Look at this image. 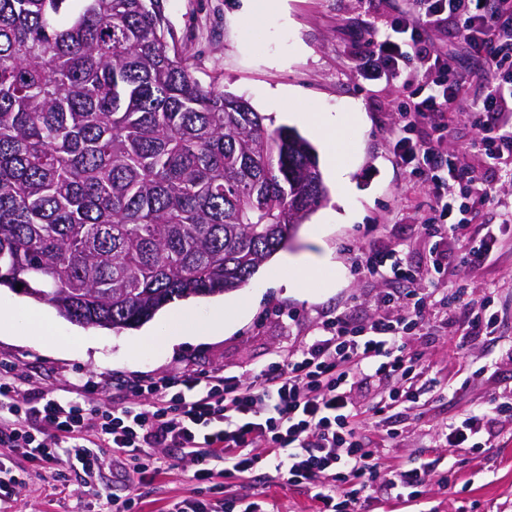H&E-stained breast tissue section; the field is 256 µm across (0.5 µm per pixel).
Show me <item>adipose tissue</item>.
Here are the masks:
<instances>
[{
  "instance_id": "adipose-tissue-1",
  "label": "adipose tissue",
  "mask_w": 512,
  "mask_h": 512,
  "mask_svg": "<svg viewBox=\"0 0 512 512\" xmlns=\"http://www.w3.org/2000/svg\"><path fill=\"white\" fill-rule=\"evenodd\" d=\"M358 120L359 110L355 107L347 112H318L305 118L311 130L328 144L326 162L339 188L343 190L349 184V167L342 159L345 133ZM229 317L224 307L217 306L212 309L209 319L201 324L195 319L194 309L186 306L162 317L156 326L147 331L144 343L150 347H169L187 336H217L223 333Z\"/></svg>"
}]
</instances>
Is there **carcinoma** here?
<instances>
[{
	"label": "carcinoma",
	"instance_id": "cac0c4a2",
	"mask_svg": "<svg viewBox=\"0 0 512 512\" xmlns=\"http://www.w3.org/2000/svg\"><path fill=\"white\" fill-rule=\"evenodd\" d=\"M265 120L191 76L164 0H0V286L120 330L247 285L327 198Z\"/></svg>",
	"mask_w": 512,
	"mask_h": 512
}]
</instances>
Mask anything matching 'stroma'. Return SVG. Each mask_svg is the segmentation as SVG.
Returning a JSON list of instances; mask_svg holds the SVG:
<instances>
[{
  "label": "stroma",
  "mask_w": 512,
  "mask_h": 512,
  "mask_svg": "<svg viewBox=\"0 0 512 512\" xmlns=\"http://www.w3.org/2000/svg\"><path fill=\"white\" fill-rule=\"evenodd\" d=\"M263 2L166 0L165 14L192 76L202 85L245 96L275 124L294 127L297 113L345 112L362 103L360 123L346 139L353 216L332 218L337 204L328 200L300 225L289 250L293 256H330L338 270L335 286L312 280L288 287L285 269L270 260L248 286L224 294L225 305L240 303L244 310L223 335L186 341L163 353L140 346L141 329L116 333L83 327L36 302L33 310L54 317L55 332L39 330L28 340L0 335V360L12 361L38 391L58 398L75 396L89 374L107 397L115 394L117 383L136 376L198 372L248 378L302 349L328 318L343 314L361 324L389 313L386 300L403 290V283L363 272L355 261L363 250L391 251L422 271L417 282L422 292L461 287L465 303L449 319L429 309L426 326L408 345L418 363L411 381L416 399L367 416L362 440L382 449L383 469L424 470L426 512H512V439H490L475 452L446 447L442 439L451 421L489 409L492 399L512 397V221L504 218L512 211V177H501L502 163L476 149L479 133L469 113H448L442 152L494 184V202L481 208L476 221L497 227L499 239L485 266L471 268L458 260L475 234L474 226L467 227L451 242L446 270L431 272L433 242L422 224L432 195L397 163L391 132L412 86L431 81L434 73L419 65L406 81H368L351 65L365 47L366 27L389 26L409 0H282L278 21L265 14ZM424 36L468 75L466 96L481 94L486 66L459 41L454 23L429 25ZM270 90L279 92L281 101H269ZM484 311L494 313V330L474 335L471 316ZM74 336L92 339L93 347L63 350L60 340ZM162 454L174 464L159 479L158 490L149 493L145 512H163L195 487L191 463L176 460L171 448ZM53 483L49 473L27 476L13 512H96L95 498L78 483L61 498L53 495Z\"/></svg>",
  "instance_id": "35a3bbf8"
}]
</instances>
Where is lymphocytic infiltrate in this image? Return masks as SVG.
<instances>
[{
    "mask_svg": "<svg viewBox=\"0 0 512 512\" xmlns=\"http://www.w3.org/2000/svg\"><path fill=\"white\" fill-rule=\"evenodd\" d=\"M455 21L462 38L490 59L491 83L483 99L467 110L480 132L479 151L494 161L512 157V127L496 116L512 102V0H411V7L388 32L371 33L368 49L356 57L355 70L368 75L400 76L404 65L431 56L436 79L419 85L403 107V125L394 136L395 155L416 180L428 185L433 204L425 219L429 238H454L480 207L494 199L493 187L476 171L444 158L440 141L416 142L409 136L415 116L428 115L435 132L457 103L465 78L448 56L430 53L422 32L439 16ZM362 269L373 276L406 283L397 299L400 314L352 325L345 315L327 319L302 350L271 362L251 378L180 373L139 380L127 402L100 397L86 378L75 399L28 393L11 365L0 362V447L16 457H0V512H6L20 485L17 460L29 470H52L68 487L79 477L97 492L106 457L116 458L140 479L157 480L169 460L159 448L179 449L195 466L197 495L171 504V512H280L273 486L308 485L316 512H356L375 483L396 489L395 500L413 505L424 494L419 470L397 467L382 472L377 449L360 441L363 411L351 397L355 380L410 379L416 361L407 340L424 327L427 298L416 291L418 271L396 256L362 253ZM512 419V400L492 412L472 411L450 422L444 432L452 448L478 450L481 435L491 434L493 419ZM265 449L269 470L260 501L238 508L236 500L215 508L209 494L222 493L223 478H251Z\"/></svg>",
    "mask_w": 512,
    "mask_h": 512,
    "instance_id": "f902f5d3",
    "label": "lymphocytic infiltrate"
}]
</instances>
